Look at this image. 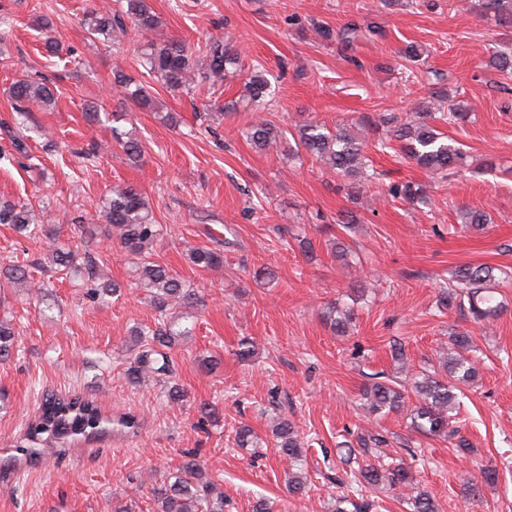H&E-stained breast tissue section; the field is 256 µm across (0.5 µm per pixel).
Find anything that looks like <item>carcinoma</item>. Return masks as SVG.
I'll use <instances>...</instances> for the list:
<instances>
[{
  "instance_id": "obj_1",
  "label": "carcinoma",
  "mask_w": 512,
  "mask_h": 512,
  "mask_svg": "<svg viewBox=\"0 0 512 512\" xmlns=\"http://www.w3.org/2000/svg\"><path fill=\"white\" fill-rule=\"evenodd\" d=\"M480 17L498 24L512 23V3L509 0H478ZM160 21L151 0H124L121 8L114 11L96 10L85 19L87 32L95 40L108 42L127 33L132 27L141 33H150L159 27ZM43 31V48L48 56L58 53V38L49 17L39 18ZM357 27L349 24L338 33L326 27L316 28L317 34L326 40H339L341 52L353 59L351 52ZM142 66L148 73L160 79L172 92L192 89L203 80L211 86L221 85L228 68L238 65L240 55L232 45L216 42L206 51V64L199 68L192 61L191 51L179 40L163 44L148 41L140 46ZM488 65L503 73L512 72V49L507 45L497 48L489 56ZM114 83L124 88L128 97L138 103L149 102V95L141 85H132L123 71L113 73ZM249 101L256 114L246 124V135L252 145L260 150L279 144L290 137L294 146L290 153L300 156L307 153L322 162L344 182L347 195L355 199L365 188L378 180L377 172L364 155L361 142L347 126L334 129L319 121H305L284 130L271 119L273 93L266 73L254 68L245 75ZM12 108L19 117L27 116L30 107H50L55 104V93L47 84L32 79L17 80L11 90ZM467 113L457 102H448V111L432 112L422 105L405 116L392 115L383 123L392 130L378 136L375 148L386 153L399 145V152L419 167L433 174L448 175V171L463 164L460 148L448 143L442 126H456L463 122ZM125 120L121 114L112 115V137L122 146L128 160L137 163L142 150L136 135L120 129L118 123ZM15 150L26 154V134L19 122L5 126ZM387 193L394 199L419 208L428 205V196L420 184L407 181L392 183ZM98 218L105 222L107 236L115 238L128 252L138 256L139 280L151 289L153 303L158 312L154 324L137 328L133 335L145 344L130 365L128 377L134 384L145 378L172 373L170 350L179 337L189 330L182 327L171 310L194 308L202 303L195 290L190 289L166 266L152 260L153 246L164 239V227L155 222L151 206L143 193L133 186L112 190L98 208ZM37 220L33 206L25 202L0 201V224H8L19 235L29 239H47V255L51 269L56 273L72 275L85 271V297L91 303H103L107 297L119 292V286L96 277L92 261L84 267L77 264L78 254L67 243L60 241L44 221ZM211 244L193 245L187 249V259L200 270L219 268L224 265V240L206 232ZM0 277L8 283H20L41 291L44 286L31 281L26 266L10 263L0 270ZM495 268L474 263L459 267L452 283L443 288L439 302L448 309H467L474 322L488 325L499 313L508 308V299L500 295L493 284ZM355 313L341 310L331 304L329 326L339 336L346 335L353 324ZM17 337L12 320L0 319V361L11 358ZM472 337L464 333L450 336V345L441 346L437 352L439 367L429 363L415 374L402 380L373 381L362 392V406L371 415L383 417L389 413L406 412L409 428L431 437L452 441L455 447L469 453L471 443L461 435L454 419L459 409L455 393L457 385L473 382L478 375L477 359L470 357ZM139 428L135 416L123 414L112 418L102 413L92 401L81 396H59L53 392L43 395L40 412L28 422L25 432L26 445H15L11 454L0 460V477H7L11 463L20 456L29 461H39L50 449L64 451L79 441H88L105 434H134ZM272 437L279 458L287 463L284 469L286 489L291 495L305 492L308 487L304 442L295 425L283 415L273 420ZM383 439L368 434L359 436L360 448H346L345 464L356 467L346 473V489L338 492L334 512H369L373 506L370 497L387 489L401 490L404 503L410 512H442L434 496L419 489L412 467L402 459L374 462L367 457L370 445H379ZM497 478L494 468L482 469V481L464 485L462 495L470 502L482 498V485L491 484ZM157 512H224V493L207 478L201 463L193 457L185 459L170 473L159 487L153 489Z\"/></svg>"
}]
</instances>
